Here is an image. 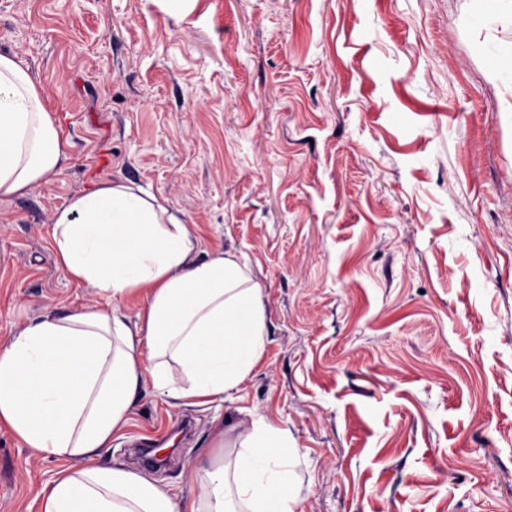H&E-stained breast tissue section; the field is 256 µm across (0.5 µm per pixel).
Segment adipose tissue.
<instances>
[{
    "label": "adipose tissue",
    "mask_w": 512,
    "mask_h": 512,
    "mask_svg": "<svg viewBox=\"0 0 512 512\" xmlns=\"http://www.w3.org/2000/svg\"><path fill=\"white\" fill-rule=\"evenodd\" d=\"M67 146L29 66L0 53V198L62 170ZM52 237L67 274L109 306L46 311L0 346V429L34 451L80 463L50 481L41 512H230V480L245 512H296L298 453L287 431L270 422L254 423L233 473L215 457L201 493L185 506L142 475L96 462L145 384L205 404L251 375L268 326L264 290L248 263L228 251L199 259L193 226L123 181L73 196L56 211ZM136 294L145 305L132 318L121 304ZM169 358L180 381L167 373Z\"/></svg>",
    "instance_id": "1"
}]
</instances>
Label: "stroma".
Here are the masks:
<instances>
[{
	"mask_svg": "<svg viewBox=\"0 0 512 512\" xmlns=\"http://www.w3.org/2000/svg\"><path fill=\"white\" fill-rule=\"evenodd\" d=\"M512 44L491 0H0L67 165L0 198V344L105 307L58 264L54 215L122 180L243 257L269 336L224 400L146 389L104 466L198 496L254 421L301 458L296 512H512ZM187 419L165 468L136 444ZM65 458L0 429V512H40ZM494 73L505 83L512 81V45L499 46L492 49Z\"/></svg>",
	"mask_w": 512,
	"mask_h": 512,
	"instance_id": "1",
	"label": "stroma"
}]
</instances>
